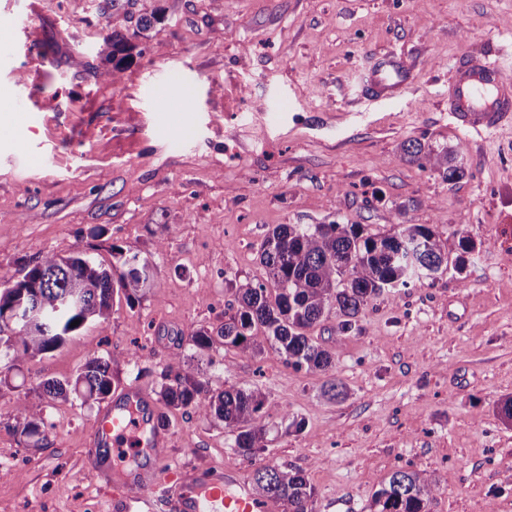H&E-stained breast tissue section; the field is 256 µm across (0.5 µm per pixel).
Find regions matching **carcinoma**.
<instances>
[{"label": "carcinoma", "mask_w": 512, "mask_h": 512, "mask_svg": "<svg viewBox=\"0 0 512 512\" xmlns=\"http://www.w3.org/2000/svg\"><path fill=\"white\" fill-rule=\"evenodd\" d=\"M127 5V0H112V69L104 73L112 84L119 83L126 70V44L119 27L134 21L146 31L159 20L155 8H143L136 16ZM405 152L420 166L439 171L446 181L462 175L446 150L416 142L406 146ZM474 249L469 236L459 238L456 268L465 265ZM112 254L119 262L112 270L79 254L48 255L16 281L0 276V315L20 302L41 313L29 325H0V359L5 360L0 384H9V372L55 350L84 325L107 323L114 290L122 291L131 305L139 301L154 280L151 266L117 245L112 246ZM259 258L265 282L240 285L230 320L216 330L192 335L198 352L234 346L260 354L269 345L297 369L325 371L332 366L333 356L308 335L313 326L334 313L340 330L348 332L361 310L382 290L405 288L413 277L436 273L448 265L439 236L425 224H400L385 235L368 233L360 224H277L261 243ZM168 375L171 382L159 391L166 405L193 408L223 422L235 432V447L246 454L263 447L265 430L257 420L266 399L260 393L241 388L216 392L210 379L178 357L169 364ZM112 386L110 357L89 359L71 380L39 383L48 397L72 395L96 402L106 399ZM42 425L40 405L27 401L16 405L10 427L24 443L38 437ZM253 487L259 496L287 507L288 512H316L314 489L304 476L286 466L257 468ZM434 492L435 484L426 473L397 470L375 494L373 512H427Z\"/></svg>", "instance_id": "1"}]
</instances>
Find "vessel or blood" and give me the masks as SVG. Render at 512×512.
I'll return each instance as SVG.
<instances>
[{"label":"vessel or blood","instance_id":"vessel-or-blood-1","mask_svg":"<svg viewBox=\"0 0 512 512\" xmlns=\"http://www.w3.org/2000/svg\"><path fill=\"white\" fill-rule=\"evenodd\" d=\"M397 55L386 56L370 73L368 90L383 96L411 82ZM448 112L463 126L496 130L512 118V76L496 59L474 55L455 66L448 90ZM147 402L129 386L102 407L90 432L83 462L101 488L112 495L114 512H276L273 502L255 494L237 471L212 465L167 466L168 436L154 429L146 440L153 460L130 470L117 464L128 418H142Z\"/></svg>","mask_w":512,"mask_h":512}]
</instances>
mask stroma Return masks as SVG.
<instances>
[{
	"mask_svg": "<svg viewBox=\"0 0 512 512\" xmlns=\"http://www.w3.org/2000/svg\"><path fill=\"white\" fill-rule=\"evenodd\" d=\"M164 19L130 45L112 85L109 0H0V34L29 29V50H0V269L53 254L112 267L113 246L152 265L135 304L114 294L107 323L81 328L12 372L0 390V512H113L84 471L98 403L43 396L41 381L112 360L115 386L158 394L172 356L215 386L271 403L265 445L240 453L223 423L155 407L172 433L170 466L203 462L252 477L299 471L317 512H370L397 470L437 485L428 512H512V119L486 134L448 115L455 65L487 54L512 65V0H149ZM414 67L395 96L361 95L383 54ZM28 99L27 111L15 105ZM448 149L447 181L404 153ZM425 224L456 256L375 296L347 333L310 331L335 354L298 370L272 349L196 354L192 333L234 315L241 284L261 282L258 251L277 224H361L388 234ZM340 398L326 394L330 384ZM41 404L37 445L9 427L18 401ZM299 428H292V421Z\"/></svg>",
	"mask_w": 512,
	"mask_h": 512,
	"instance_id": "35a3bbf8",
	"label": "stroma"
}]
</instances>
